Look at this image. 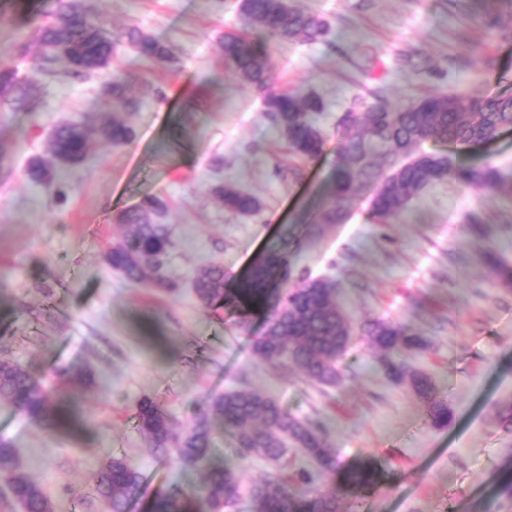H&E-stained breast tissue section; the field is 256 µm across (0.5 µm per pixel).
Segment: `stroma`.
<instances>
[{
	"label": "stroma",
	"mask_w": 512,
	"mask_h": 512,
	"mask_svg": "<svg viewBox=\"0 0 512 512\" xmlns=\"http://www.w3.org/2000/svg\"><path fill=\"white\" fill-rule=\"evenodd\" d=\"M89 2L107 32L140 27L171 47L173 61L151 63L121 42L103 73L47 75L25 46L50 0H0V65L35 82L25 104L0 101V359L47 383L63 368L94 374L93 384L69 391L82 419L71 431L47 432L0 405V438L55 512H102L91 491L113 457L144 477L145 495L130 512H149L157 494L175 488L199 496L201 469L176 449L152 447L138 405L154 400L182 431L208 399L245 386L322 425L340 466L313 487L336 492L354 512H512V498L499 492L512 479V430L497 418L512 400V289L481 257L493 244L512 265V198L445 181L409 201L397 221L375 224L363 191L347 221L315 239L304 232L328 201L336 122L346 110L363 111L369 88L385 86L395 104L431 92L512 94V44L489 26L492 15L512 13V0H296L327 21L328 36L266 48L275 89L325 104L319 123L328 139L315 161L289 155L262 92L242 87L224 65V37L241 31L238 0ZM115 75L139 100L126 115L132 140L96 138L86 160L33 181L29 165L48 158L56 124H94L113 112L104 84ZM457 157L512 174V129L460 147ZM227 183L257 197L261 212L226 211L212 190ZM149 199L165 205L160 221L173 241L166 271L180 283L172 294L133 286L105 261L122 234L120 214ZM284 247L297 258L291 284L340 282L337 300L354 324L380 318L422 333L428 347L413 365L447 400L448 428L431 427L423 403L388 379L362 333L339 362L338 387L255 357L252 343L283 288L270 289L261 308L199 304L196 268L222 263L234 283L258 255ZM210 459L240 471L231 512H249V490L271 464L238 458L219 426ZM363 462L384 479L361 495L345 473Z\"/></svg>",
	"instance_id": "stroma-1"
}]
</instances>
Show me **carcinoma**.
Here are the masks:
<instances>
[{
    "label": "carcinoma",
    "mask_w": 512,
    "mask_h": 512,
    "mask_svg": "<svg viewBox=\"0 0 512 512\" xmlns=\"http://www.w3.org/2000/svg\"><path fill=\"white\" fill-rule=\"evenodd\" d=\"M238 12L243 28L261 33L268 42L311 43L321 40L328 31L327 23L318 14L298 7L295 0H240ZM48 14L50 22L39 29L36 41L27 47L41 70L52 73L61 64L66 75L79 77L109 67L112 35L102 29L85 0H53ZM490 24L501 40H512V17L506 20L497 15ZM120 37L153 62L171 58L168 47L138 27L121 31ZM224 64L243 84L266 91V117L294 155L317 160L324 154L327 135L316 122V114L324 110L320 98L273 90L269 56L242 35L224 38ZM30 89L31 85L16 73L0 71L1 100L21 103ZM107 90L117 106L125 110L137 106L136 101L127 98L125 83L120 79L112 78ZM370 96L365 111L349 110L337 120L338 162L329 182L330 200L310 223L311 236L318 237L330 225L346 221L354 196L362 188L371 194L370 215L377 224L399 219L411 196L444 181L476 184L512 197V182L494 165H463L447 152H422L417 159L407 155L412 147L426 141L467 145L495 140L503 130L512 128L511 94L484 97L435 93L396 106L388 102L383 86L374 87ZM96 135L121 145L132 139L133 129L116 117L102 120L98 127L84 122L64 123L54 128L49 152L60 164L79 163L87 157ZM215 194L228 211L242 215L261 211L257 198L231 184L218 187ZM161 210L162 204L150 199L123 213V234L107 250L105 260L134 285L173 293L179 284L163 270L172 241L167 225L157 221ZM292 263L286 248L262 254L242 282L231 289L227 288L224 266L207 263L193 275L194 292L205 308L225 300L259 306L265 302L271 284L282 280ZM489 263L502 286L512 288V267L497 250H492ZM339 287L341 284L325 279H308L286 289L270 314L265 332L252 345L255 356L271 365L295 367L305 378L322 385L342 384L344 378L338 364L355 327L337 303ZM361 332L381 354L388 378L396 384L409 385L424 402L431 426L447 427L452 419L448 403L438 397L430 377L411 363L427 348L422 334L404 322L384 319L365 322ZM92 381L87 369L64 371L57 386L51 388L21 365L1 359L0 403L55 432L78 422L77 410L64 407L68 388ZM137 419L153 447L165 448L174 443L185 462L204 468L201 497L213 512L228 508L241 479L234 467L211 464L209 448L215 421L232 436L236 454L242 459L258 456L277 464L291 442L315 463L319 473L337 468L336 449L320 427L292 416L274 398L254 389H235L212 397L206 411L195 416L180 434L150 399L141 402ZM0 479L22 512H53L52 501L21 469L11 443L2 440ZM312 481L313 475L306 469L298 471L293 485L277 472L268 473L250 490L251 512H343L344 505L336 494L311 492ZM347 481L370 491L380 486L383 474L370 465H362L348 471ZM142 487L140 471L123 458H113L101 467L94 493L103 512H128L129 503L141 494ZM194 509V498L179 490L157 495L151 506V512Z\"/></svg>",
    "instance_id": "carcinoma-1"
}]
</instances>
